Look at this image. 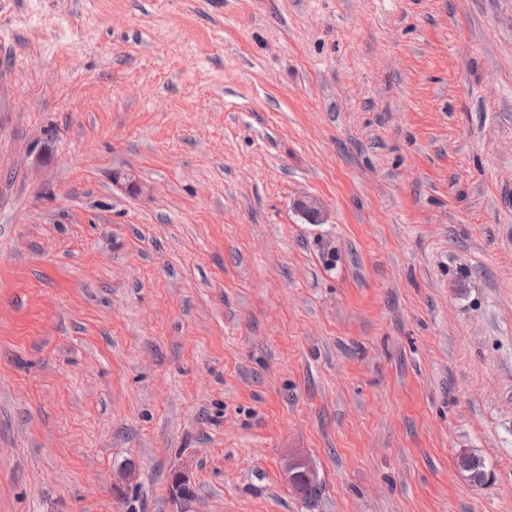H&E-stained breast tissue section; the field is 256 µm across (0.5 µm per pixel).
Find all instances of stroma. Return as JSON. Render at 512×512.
Listing matches in <instances>:
<instances>
[{"instance_id":"1","label":"stroma","mask_w":512,"mask_h":512,"mask_svg":"<svg viewBox=\"0 0 512 512\" xmlns=\"http://www.w3.org/2000/svg\"><path fill=\"white\" fill-rule=\"evenodd\" d=\"M0 512H512V0H0ZM460 467L467 473V477L473 483L482 484L488 478L485 460L474 453L462 455L460 457Z\"/></svg>"}]
</instances>
